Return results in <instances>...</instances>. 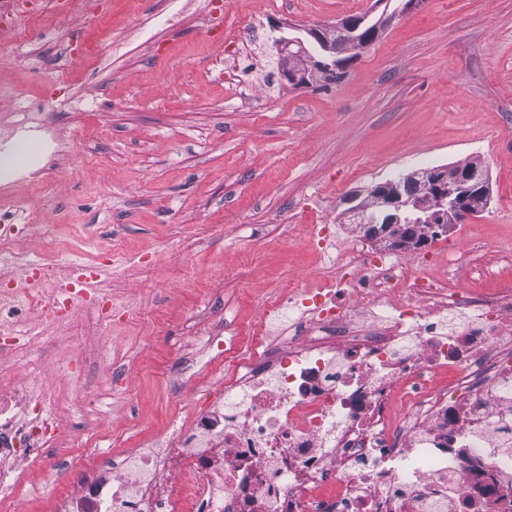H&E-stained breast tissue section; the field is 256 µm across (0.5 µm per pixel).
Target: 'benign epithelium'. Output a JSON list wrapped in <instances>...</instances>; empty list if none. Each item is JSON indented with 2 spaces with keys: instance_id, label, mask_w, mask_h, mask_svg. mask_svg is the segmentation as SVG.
I'll return each mask as SVG.
<instances>
[{
  "instance_id": "7a95c632",
  "label": "benign epithelium",
  "mask_w": 512,
  "mask_h": 512,
  "mask_svg": "<svg viewBox=\"0 0 512 512\" xmlns=\"http://www.w3.org/2000/svg\"><path fill=\"white\" fill-rule=\"evenodd\" d=\"M393 18L392 14H383L375 20L365 17L360 21H346L338 25L303 28L301 32L319 48L315 55L304 51L302 37H281L278 46L283 57L288 58L291 47L301 48L296 56L284 63V78L296 85H306L316 77L336 74V57L365 47V43L360 41L362 26L378 32ZM488 191V173L480 165H472L464 170L438 169L409 183L391 181L374 193L375 214L383 216L384 222L372 219L375 227L373 240L396 249L417 246L420 244L415 234L418 225L408 223L410 211L426 212L431 202H436L437 227L446 231L456 219L479 213Z\"/></svg>"
}]
</instances>
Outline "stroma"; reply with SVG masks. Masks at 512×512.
<instances>
[{
    "label": "stroma",
    "mask_w": 512,
    "mask_h": 512,
    "mask_svg": "<svg viewBox=\"0 0 512 512\" xmlns=\"http://www.w3.org/2000/svg\"><path fill=\"white\" fill-rule=\"evenodd\" d=\"M225 26L255 12L252 47L233 62L241 84L224 82V49L203 15L178 28L162 21L173 0H110L96 23L77 16L22 22L0 34V91L40 108L71 95L50 118L69 145L52 204L38 183L18 197L51 234L27 242L35 254L89 259L73 241L113 249L101 287L128 306L123 328L88 312L73 325L76 344L50 337L44 386L71 415L54 455L106 450L112 424L128 420L130 445L163 434L202 408L206 380L193 324L254 322L266 298L297 281L317 285L329 267L301 243L307 225L347 236L346 199L377 183L434 166H487L491 198L467 219L470 237L454 276L474 288L512 275V256L493 253L512 237V0H223ZM395 18L359 50L344 76L307 86L282 77L274 47L286 24L331 25L351 16ZM127 36L120 55L112 36ZM164 39L153 55L150 36ZM76 38L85 57L69 56ZM120 367L122 388L107 370Z\"/></svg>",
    "instance_id": "stroma-1"
}]
</instances>
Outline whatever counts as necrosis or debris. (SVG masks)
I'll use <instances>...</instances> for the list:
<instances>
[{
	"label": "necrosis or debris",
	"instance_id": "obj_1",
	"mask_svg": "<svg viewBox=\"0 0 512 512\" xmlns=\"http://www.w3.org/2000/svg\"><path fill=\"white\" fill-rule=\"evenodd\" d=\"M77 0H7L0 27L21 17L77 12ZM62 150L37 113L0 96V152L16 140ZM21 202L0 203V351L36 352L46 338L27 322L67 325L80 307L122 323L94 283L98 260L55 281L52 260H31ZM421 233L428 248L367 250L310 225L306 250L334 271L318 287L268 299L248 343L234 329L206 334L210 401L190 422L117 452L55 468L43 459L49 512H512V279L492 288L455 283L457 235ZM287 316L279 341L270 319ZM40 365L0 392V512H24L17 465L48 448L68 417L39 388Z\"/></svg>",
	"mask_w": 512,
	"mask_h": 512
}]
</instances>
